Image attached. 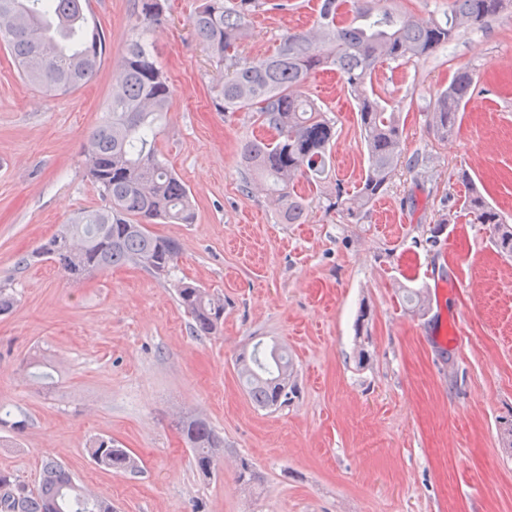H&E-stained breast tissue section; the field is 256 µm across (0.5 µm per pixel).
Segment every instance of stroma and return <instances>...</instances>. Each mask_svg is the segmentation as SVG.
I'll return each mask as SVG.
<instances>
[{
    "label": "stroma",
    "mask_w": 512,
    "mask_h": 512,
    "mask_svg": "<svg viewBox=\"0 0 512 512\" xmlns=\"http://www.w3.org/2000/svg\"><path fill=\"white\" fill-rule=\"evenodd\" d=\"M199 3L167 0L145 35L172 89L157 148L195 204L194 223L152 227L182 245L164 277L127 264L74 283L55 263L17 264L73 214L105 204L83 150L112 95L134 0L91 4L105 59L78 90L26 82L0 45V288L17 298L0 315V404L26 421L0 426V470L33 486L44 461L61 460L112 512H512V260L460 210L473 189L512 225V6L427 61L373 72L405 121L404 157L422 166L399 167L360 220L325 211L311 191L307 221L280 224L264 182L244 185L239 165L241 143L269 133L249 113L217 111L224 71L189 24ZM315 20L314 0L257 13L239 56H269ZM460 67L476 87L441 140L426 106ZM306 92L336 123L333 175L358 186L366 160L340 76L317 72ZM445 212L450 224L427 247ZM181 280L223 298L215 333L192 335ZM405 286L426 289L425 318L405 310ZM445 322L459 330L446 344ZM272 339L293 357L297 393L269 411L250 401L235 361ZM197 414L224 439L210 478L179 431ZM102 435L139 471L96 466L88 450ZM244 458L261 481H237Z\"/></svg>",
    "instance_id": "35a3bbf8"
}]
</instances>
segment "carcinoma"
Returning a JSON list of instances; mask_svg holds the SVG:
<instances>
[{
  "mask_svg": "<svg viewBox=\"0 0 512 512\" xmlns=\"http://www.w3.org/2000/svg\"><path fill=\"white\" fill-rule=\"evenodd\" d=\"M164 0H137L135 23L106 118L90 134L85 149L86 173L109 200L104 208L83 210L41 242L18 263L51 260L74 281L133 263L158 275L170 272L180 242L153 233L159 222L191 224L194 208L183 181L159 158L156 120L168 111L172 91L167 77L143 41L144 32L160 22ZM506 0H452L443 20H420L393 7L373 12L371 0H320L316 29L285 35L268 57L242 61L241 42L251 17L269 0H203L189 23L216 64L227 69L218 97L224 112H249L273 133L267 140H247L240 156L245 174L263 180L285 224L307 220V199L296 183L306 178L324 195L325 210L360 219L382 195L398 167L404 142L400 113L389 112L374 90L371 74L385 62H424L462 31L482 28L504 9ZM89 0H0V16L14 24L0 30V44L31 83L49 92H67L89 83L99 70L105 41L99 31L85 34ZM320 69L336 71L351 95L367 158L356 190L341 180L327 184L335 121L305 93ZM475 86L473 73L458 69L448 87L428 106L429 127L439 139L460 124ZM461 209L488 229L500 253L512 258V225L483 195L473 192ZM180 305L192 318L198 336L215 331L224 317V302L191 283L176 286ZM408 310L424 317L427 294L406 288ZM240 379L251 401L261 409H278L295 392L288 350L277 343L240 354ZM180 433L193 454L196 470L209 477L219 470L224 440L202 417L190 416ZM93 462L104 469L131 472L138 458L110 437H98L90 448ZM0 512H112L109 501L87 494L59 461L43 465L41 481L31 486L0 472Z\"/></svg>",
  "mask_w": 512,
  "mask_h": 512,
  "instance_id": "carcinoma-1",
  "label": "carcinoma"
}]
</instances>
